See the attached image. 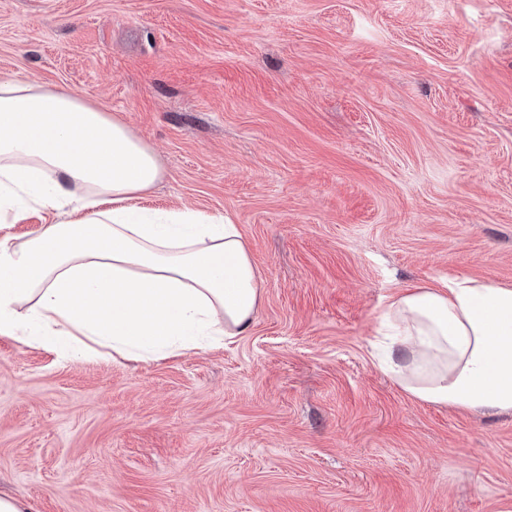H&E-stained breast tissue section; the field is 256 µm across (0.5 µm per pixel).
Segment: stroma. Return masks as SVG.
I'll return each instance as SVG.
<instances>
[{"instance_id": "35a3bbf8", "label": "stroma", "mask_w": 512, "mask_h": 512, "mask_svg": "<svg viewBox=\"0 0 512 512\" xmlns=\"http://www.w3.org/2000/svg\"><path fill=\"white\" fill-rule=\"evenodd\" d=\"M154 148L147 210L236 224L250 329L150 361L0 337V491L35 512H512V413L371 344L411 283L512 286V0H0V80Z\"/></svg>"}]
</instances>
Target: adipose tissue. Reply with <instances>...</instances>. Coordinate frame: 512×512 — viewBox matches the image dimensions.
<instances>
[{
  "label": "adipose tissue",
  "instance_id": "1",
  "mask_svg": "<svg viewBox=\"0 0 512 512\" xmlns=\"http://www.w3.org/2000/svg\"><path fill=\"white\" fill-rule=\"evenodd\" d=\"M153 149L79 95L0 80V214L50 223L0 236V337L74 359L142 360L246 333L261 277L236 225L147 215ZM380 370L413 398L512 413V287L409 284L384 306Z\"/></svg>",
  "mask_w": 512,
  "mask_h": 512
}]
</instances>
